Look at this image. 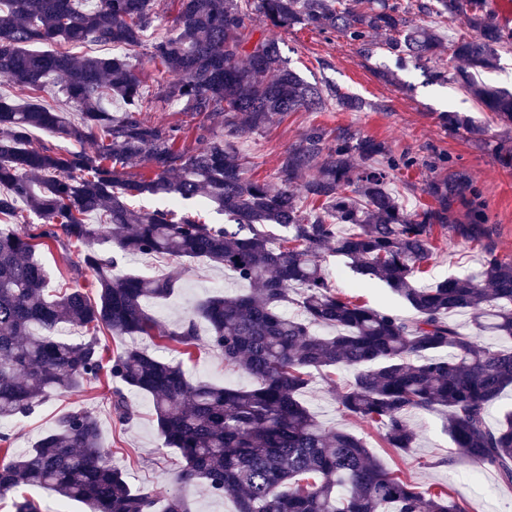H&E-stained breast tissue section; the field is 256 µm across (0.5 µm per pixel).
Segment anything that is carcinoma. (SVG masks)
Segmentation results:
<instances>
[{
    "label": "carcinoma",
    "instance_id": "obj_1",
    "mask_svg": "<svg viewBox=\"0 0 512 512\" xmlns=\"http://www.w3.org/2000/svg\"><path fill=\"white\" fill-rule=\"evenodd\" d=\"M176 32L154 43L150 57L167 79L161 102L182 101L200 130L222 125L238 135L260 131L292 112L360 111L366 102L334 84L307 81L288 66L271 33L306 26L339 33L363 57L384 50L400 68L420 69L431 83L453 73L492 122L512 133V91L482 81L512 53V25L489 0H178ZM429 18L415 24L409 14ZM450 17L465 29L448 37ZM162 21L155 0H0V75L18 92L39 97L51 82L79 121L54 107L18 106L0 97V215L23 210L41 223L0 232V420L26 416L53 394L106 377L111 407L124 424L134 417L124 393L152 398L163 445L180 454L178 479L228 497L233 512H468L445 490H422L387 468L355 434L328 430L301 396L315 375L353 371L336 389L342 409L384 432L388 447L406 452L415 430L411 410H441L461 458L494 469L512 487V413L497 426L489 406L512 388V349L480 341L489 333L512 341V260L488 252L480 269L429 288L413 285L434 254V226L477 241L480 219L448 223L461 181L435 179V205L407 210L392 184L417 163L396 157L381 140L349 126L310 125L284 150L272 184L249 173L233 142L204 138L180 144L187 129L154 122L130 58L143 33ZM111 43L125 56L77 58L36 44ZM447 123L479 146H494L512 166V147L494 143L489 126L457 112ZM34 129L93 148L63 154L31 139ZM144 164L145 174L130 168ZM164 196L175 204L204 198L227 217L206 224L172 209L135 210L128 199ZM97 214L100 223H88ZM286 231L274 242L266 226ZM76 247L74 272L95 273L98 299L67 281L50 287L37 247ZM124 254L204 259L251 289L202 301L194 316L166 330L147 305L169 298L168 277H115ZM378 279L413 310V317L371 308L328 283L324 252ZM298 297H291L292 291ZM293 302L295 315L282 311ZM473 311L470 330L450 316ZM209 327L203 338L197 320ZM76 323L91 336L72 342L60 325ZM326 327L333 333L315 331ZM160 338L182 355L219 351L224 366L248 374L250 387L193 383L183 363L148 347L128 345L108 356L99 334ZM118 385H112V382ZM0 495L20 486L44 488L88 512H191L182 495L159 499L133 489L107 459L97 417L68 411L32 448L9 454L0 435Z\"/></svg>",
    "mask_w": 512,
    "mask_h": 512
}]
</instances>
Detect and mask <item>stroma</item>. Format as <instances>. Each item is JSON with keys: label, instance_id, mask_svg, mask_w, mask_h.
<instances>
[{"label": "stroma", "instance_id": "obj_1", "mask_svg": "<svg viewBox=\"0 0 512 512\" xmlns=\"http://www.w3.org/2000/svg\"><path fill=\"white\" fill-rule=\"evenodd\" d=\"M158 9L164 21L161 27L146 32V47L134 59L142 74V91L148 97L154 94L164 75L151 60L147 46L172 34L178 6L175 0H160ZM279 37L283 57L302 77L337 85L342 91L364 99L369 107L361 112L334 108L294 112L262 132L238 138L236 145L249 157L256 177L273 178L279 154L295 143L308 126H348L360 135L386 141L394 155L408 153L417 157V165L401 175L407 184L404 203L408 209L431 204L426 187L435 178L462 176L481 192L485 235L479 242L471 243L449 231L435 229L434 256L425 273L417 276V286L428 287L451 275L475 272L489 251L512 260V168L503 167L494 151L477 146L439 118L442 112L457 111L478 121H488L487 112L472 97L453 84L428 82L421 71L397 70L393 58L385 54L365 59L335 34L320 35L294 27L280 32ZM383 68L396 70V79L384 80L379 74ZM324 266L337 291L358 294L373 308L410 315L408 305L385 283L356 273L347 259L329 253ZM113 273L164 275L174 279V295L149 306L151 315L171 329L192 316L197 304L216 292L235 295L245 289L230 273L202 259L182 262L141 255L133 260L120 253ZM184 369L195 382L236 387L252 384L248 375L225 369L224 357L216 351L194 354L185 360ZM126 396L136 415L123 425L111 410L107 386L94 381L80 391L48 398L29 416L0 421V433L9 436L10 451L18 455L32 448L62 413L73 408L91 410L99 420L102 441L111 451L113 465L125 472L132 487L148 486L162 495L182 493L193 512H232L230 499L213 496L200 485L185 486L178 482L180 458L174 449L162 445L151 399L133 390L127 391ZM303 399L326 427L345 429L361 437L388 468L401 469L415 485L448 487L455 497L465 500L470 512H512V487L500 485L490 468L480 469L458 461L440 414L409 413L416 440L409 453L403 454L387 448L380 430L340 411L327 383L316 382Z\"/></svg>", "mask_w": 512, "mask_h": 512}]
</instances>
